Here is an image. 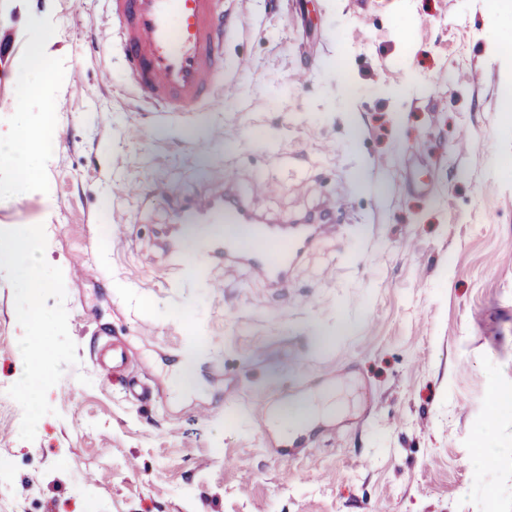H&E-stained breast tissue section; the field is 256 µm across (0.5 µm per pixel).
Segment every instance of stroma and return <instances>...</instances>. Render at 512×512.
<instances>
[{
    "instance_id": "obj_1",
    "label": "stroma",
    "mask_w": 512,
    "mask_h": 512,
    "mask_svg": "<svg viewBox=\"0 0 512 512\" xmlns=\"http://www.w3.org/2000/svg\"><path fill=\"white\" fill-rule=\"evenodd\" d=\"M358 2L234 0L236 96L168 112L120 49L101 82L108 0H0V228H41L29 267L0 257V458L25 512H512V411L485 420L512 392V0ZM227 184L283 221L334 205L340 233L282 290L220 259L218 287L187 280L160 245L176 203ZM112 339L148 399L93 365ZM300 400L320 410L290 440L264 412Z\"/></svg>"
}]
</instances>
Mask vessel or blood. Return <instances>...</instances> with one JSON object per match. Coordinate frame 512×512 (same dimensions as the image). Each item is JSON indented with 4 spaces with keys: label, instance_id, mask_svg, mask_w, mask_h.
<instances>
[{
    "label": "vessel or blood",
    "instance_id": "obj_1",
    "mask_svg": "<svg viewBox=\"0 0 512 512\" xmlns=\"http://www.w3.org/2000/svg\"><path fill=\"white\" fill-rule=\"evenodd\" d=\"M112 24L99 32L104 49L119 45L131 64L141 95L171 112H184L237 93L233 81H221L225 0H110ZM178 210L189 224L211 225L196 241H170L167 252L191 276L202 275L214 258L248 265L269 287L285 288L294 266L325 232L317 219L298 224L258 220L231 193L192 195ZM124 378L127 390L144 395L139 380L126 377L128 356L120 343L104 345L94 359Z\"/></svg>",
    "mask_w": 512,
    "mask_h": 512
}]
</instances>
